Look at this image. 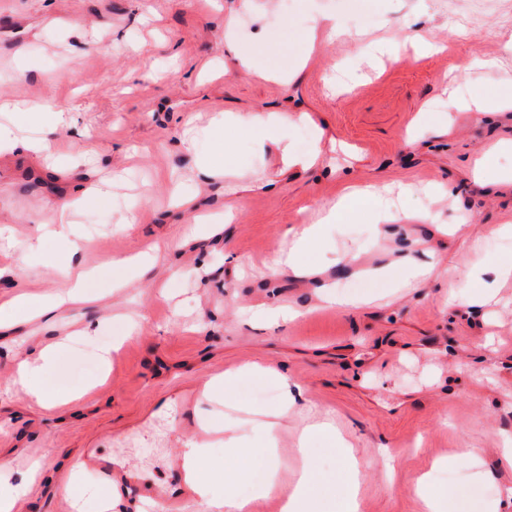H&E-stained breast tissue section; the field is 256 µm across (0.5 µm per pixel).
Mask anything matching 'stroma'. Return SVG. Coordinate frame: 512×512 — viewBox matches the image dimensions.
I'll list each match as a JSON object with an SVG mask.
<instances>
[{
    "instance_id": "35a3bbf8",
    "label": "stroma",
    "mask_w": 512,
    "mask_h": 512,
    "mask_svg": "<svg viewBox=\"0 0 512 512\" xmlns=\"http://www.w3.org/2000/svg\"><path fill=\"white\" fill-rule=\"evenodd\" d=\"M291 8L295 20L283 24L281 0H0V98L62 106L68 123L53 147L80 158L73 170L30 153L0 155V224L13 229L5 294L60 288L61 246L47 241L35 258L28 241L88 181L117 174L123 185L79 216L88 246L73 264L159 251L127 287L91 286L84 310L98 323L93 339L66 342L80 326L72 314L55 327L24 319L0 331V456L9 464L0 482L35 475L15 512H98L103 499L114 500L111 512H134L120 486L80 469L86 448L110 456L122 477L179 496L182 441L276 406L278 386L258 376L237 380L227 400L199 402L210 376L250 362L276 365L307 389L279 430L282 480L300 467L292 448L304 425L328 413L359 460L360 512H422L414 483L427 471L453 512H486L512 486V470L500 466L501 437L512 433V279L473 312L450 302L444 275L408 290L405 269L390 262L395 249L423 262L433 250L463 277L512 257V235L487 234L512 225V184L477 176L482 163L512 172V109L439 110L467 86L485 95L512 87L503 49L512 0H293ZM370 9L377 21L366 39L402 44L433 33L447 51L370 63L338 39L291 65L316 19L333 15L349 28ZM229 38L265 63L289 61L287 78L239 68L224 53ZM254 108L274 116L263 146L228 124L224 158L244 179L261 175L272 186L230 196L224 180L197 182L213 116ZM72 123L88 129L87 141L71 140ZM306 128L321 159L284 170L282 147L311 152ZM439 183L452 194L436 202L429 191ZM349 184L378 186L400 211L432 209L436 222L410 220L396 238L378 237L372 206L358 203L331 229L319 279H265L286 229L310 223ZM462 217L464 235H449L445 224ZM379 265L382 276L365 275ZM320 279L354 289L360 307L318 309ZM275 305L298 315L271 324ZM130 311L140 315L133 333L123 319ZM116 341L101 368L100 349ZM54 342L41 383L78 398L48 406L15 386L14 371L21 351ZM460 448L475 449L480 466L432 471L434 459Z\"/></svg>"
}]
</instances>
